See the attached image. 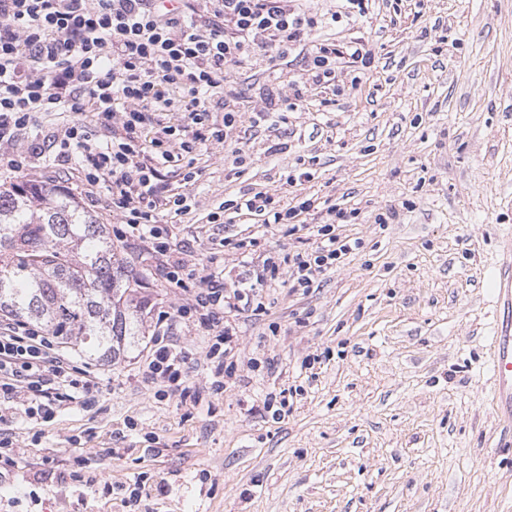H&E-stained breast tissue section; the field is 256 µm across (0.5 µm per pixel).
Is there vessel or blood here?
<instances>
[{"mask_svg":"<svg viewBox=\"0 0 512 512\" xmlns=\"http://www.w3.org/2000/svg\"><path fill=\"white\" fill-rule=\"evenodd\" d=\"M495 307L489 336L491 371L494 378V413L512 425V237H507L498 268L488 281Z\"/></svg>","mask_w":512,"mask_h":512,"instance_id":"vessel-or-blood-1","label":"vessel or blood"}]
</instances>
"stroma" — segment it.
<instances>
[{"instance_id": "stroma-1", "label": "stroma", "mask_w": 512, "mask_h": 512, "mask_svg": "<svg viewBox=\"0 0 512 512\" xmlns=\"http://www.w3.org/2000/svg\"><path fill=\"white\" fill-rule=\"evenodd\" d=\"M303 7L320 20L316 39H363L370 67L341 63L333 85L302 82L281 119L262 96L290 95L301 49L230 71L237 125L225 143L201 146L190 171L167 173L189 210L164 205L160 219L198 269L222 253L231 288L259 254L301 245L287 225L226 211L228 199L328 202L346 210L335 226L360 248L309 293L259 291L265 310L238 316L235 374L221 393L208 336L173 315L166 330L189 355L188 388L161 398L140 367L158 312L187 296L159 281L145 243L118 242L146 298V333L101 366L93 408L0 419L15 453L0 467V512H512V460L495 451L504 428L490 405L487 288L512 225V0ZM299 169L309 179L288 186ZM21 181L66 187L119 225L107 193L88 195L75 170L0 165V183ZM228 238L244 248H224ZM289 387L288 411L274 418L265 396Z\"/></svg>"}]
</instances>
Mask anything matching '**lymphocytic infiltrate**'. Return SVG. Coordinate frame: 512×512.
I'll list each match as a JSON object with an SVG mask.
<instances>
[{
    "label": "lymphocytic infiltrate",
    "mask_w": 512,
    "mask_h": 512,
    "mask_svg": "<svg viewBox=\"0 0 512 512\" xmlns=\"http://www.w3.org/2000/svg\"><path fill=\"white\" fill-rule=\"evenodd\" d=\"M196 1L0 0V145L36 129L42 116L66 118L51 140H31L26 156L11 160V167L22 170L33 159L75 165L88 189L110 193L112 212L123 224L118 237L130 234L150 245L162 258L158 275L183 290L196 271L169 246L158 207L165 202L182 213L188 205L182 196H164V171L182 167L198 146L226 140L237 96L228 70L260 52L287 57L304 41L308 78L318 85L335 80L338 63L366 67L372 60L361 39L340 45L312 40L318 21L298 0H201L210 15L204 25L196 20ZM218 97L226 104L224 126L213 129L208 120ZM87 112L111 126L108 141L89 134L81 120ZM172 112L184 113L186 124H169ZM224 207L256 214L266 225L289 223L291 233L304 230L315 239L311 250L285 261L268 253L252 270L258 288L277 286L284 263L292 288H311L321 275L343 267L356 248L331 224L336 209L314 198L281 209L257 192ZM321 208L327 223L300 224L302 214ZM209 262L213 270L190 302L173 314L159 312L158 319L175 315L214 332L208 356L218 391L224 361L234 351L229 319L249 301L251 288L226 291L218 256ZM187 360L169 336H157L143 373L164 394L185 383ZM100 389L97 366L74 362L55 337L20 320L0 326V407L46 422L64 404L92 407Z\"/></svg>",
    "instance_id": "lymphocytic-infiltrate-1"
}]
</instances>
